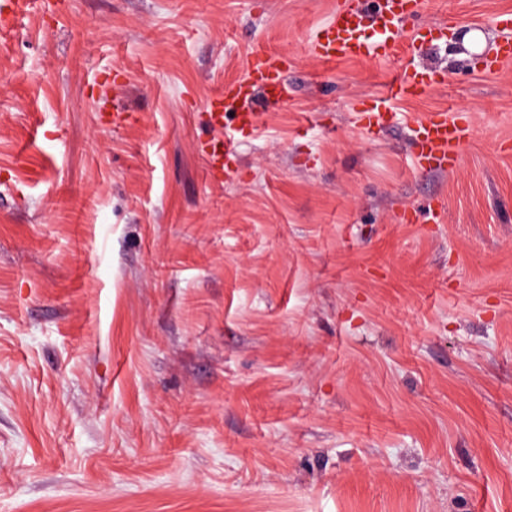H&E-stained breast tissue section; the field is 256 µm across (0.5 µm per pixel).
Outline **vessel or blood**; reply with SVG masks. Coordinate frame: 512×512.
Returning a JSON list of instances; mask_svg holds the SVG:
<instances>
[{
	"label": "vessel or blood",
	"mask_w": 512,
	"mask_h": 512,
	"mask_svg": "<svg viewBox=\"0 0 512 512\" xmlns=\"http://www.w3.org/2000/svg\"><path fill=\"white\" fill-rule=\"evenodd\" d=\"M421 7V0H373L372 9L365 12L349 0H339L331 20L317 27L310 36L309 52L322 62L351 58L403 60L402 72L390 86L388 97L368 98L357 111V125L362 132L369 133L397 122L398 115L392 112L389 99L422 95L438 82L435 72L417 67L411 60L413 48L428 42V28H416L409 35L403 30L405 22L416 17ZM288 69L287 56L255 47L246 60L244 78L225 85L208 102L209 124L220 129L225 119L230 118L235 130L234 135L201 143L199 151L210 174L223 172L225 158L234 154L236 134L257 131L256 94H263L271 104L287 99L291 90ZM409 132L415 165L444 169L458 161L471 128L462 116L437 111L413 121Z\"/></svg>",
	"instance_id": "1"
}]
</instances>
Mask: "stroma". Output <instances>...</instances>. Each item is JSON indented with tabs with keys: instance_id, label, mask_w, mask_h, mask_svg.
I'll list each match as a JSON object with an SVG mask.
<instances>
[{
	"instance_id": "obj_1",
	"label": "stroma",
	"mask_w": 512,
	"mask_h": 512,
	"mask_svg": "<svg viewBox=\"0 0 512 512\" xmlns=\"http://www.w3.org/2000/svg\"><path fill=\"white\" fill-rule=\"evenodd\" d=\"M335 8L52 0L0 35V512H512V0H424L478 54L415 51L442 85L368 138L403 63L310 57ZM259 43L294 88L208 175ZM436 110L471 135L421 170ZM409 132L416 166L447 169L448 165L458 161L471 128L462 116H448L445 111H437L413 121ZM236 138L225 136L201 143L199 152L212 176L224 173V157H232L235 151Z\"/></svg>"
}]
</instances>
